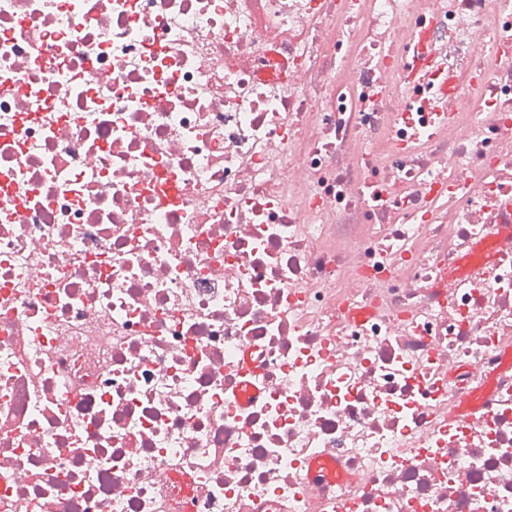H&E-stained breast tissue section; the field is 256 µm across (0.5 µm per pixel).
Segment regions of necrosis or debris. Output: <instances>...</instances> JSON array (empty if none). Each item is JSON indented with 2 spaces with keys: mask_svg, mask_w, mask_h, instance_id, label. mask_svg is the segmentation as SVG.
I'll return each instance as SVG.
<instances>
[{
  "mask_svg": "<svg viewBox=\"0 0 512 512\" xmlns=\"http://www.w3.org/2000/svg\"><path fill=\"white\" fill-rule=\"evenodd\" d=\"M510 55L512 0H0V512H512V247L456 270Z\"/></svg>",
  "mask_w": 512,
  "mask_h": 512,
  "instance_id": "obj_1",
  "label": "necrosis or debris"
}]
</instances>
